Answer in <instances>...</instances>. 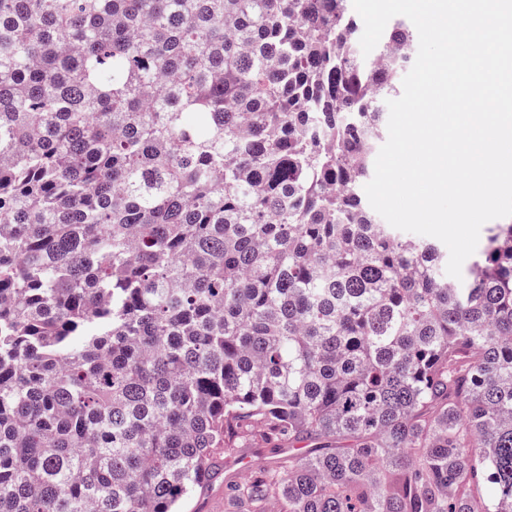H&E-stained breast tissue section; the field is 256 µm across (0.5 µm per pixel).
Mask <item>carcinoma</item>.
<instances>
[{
    "instance_id": "carcinoma-1",
    "label": "carcinoma",
    "mask_w": 512,
    "mask_h": 512,
    "mask_svg": "<svg viewBox=\"0 0 512 512\" xmlns=\"http://www.w3.org/2000/svg\"><path fill=\"white\" fill-rule=\"evenodd\" d=\"M350 0H0V512H512V223L460 286L362 184L410 35ZM238 444L235 449V456L238 458L236 464L230 470L226 469L222 479L215 482L209 488L198 492L184 501L181 512H229L224 504V477H234L236 480L247 479L258 465L267 464L276 456L288 455V450H280L272 454L268 447L253 446L243 448ZM286 452V453H285ZM276 455V456H275Z\"/></svg>"
}]
</instances>
